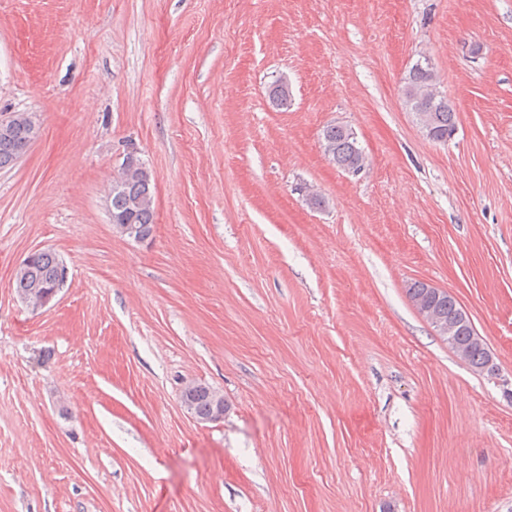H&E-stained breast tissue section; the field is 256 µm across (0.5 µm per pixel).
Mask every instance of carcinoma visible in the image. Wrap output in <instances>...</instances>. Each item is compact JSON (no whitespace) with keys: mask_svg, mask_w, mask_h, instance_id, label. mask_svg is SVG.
Segmentation results:
<instances>
[{"mask_svg":"<svg viewBox=\"0 0 512 512\" xmlns=\"http://www.w3.org/2000/svg\"><path fill=\"white\" fill-rule=\"evenodd\" d=\"M437 90V75L433 66L426 62H416L404 77L403 94L406 106L419 120L426 137L433 142L445 143L456 131V112L450 101L433 99ZM269 98L278 108L288 107L290 100L288 84L277 81L271 87ZM27 137V130L17 128L9 137H0V169L15 164V145ZM321 139L329 147L328 159L337 167L351 171L365 161L363 150L358 146L356 137L350 129L341 125L324 127ZM154 179L132 178L123 183L121 189L112 196V216L120 224H137L148 233L154 231L155 210ZM57 255L45 250L40 257L28 264L26 270L15 276V292L21 293L32 284L48 285L57 273ZM407 295L417 310L428 308L448 322V346H459L466 351L469 367L479 371L484 365L485 351L482 347L470 343L475 329L471 321L463 320V308L453 299L433 296L426 283L415 281L407 288ZM211 387L198 385L191 398L193 413L204 420L212 411Z\"/></svg>","mask_w":512,"mask_h":512,"instance_id":"carcinoma-1","label":"carcinoma"}]
</instances>
